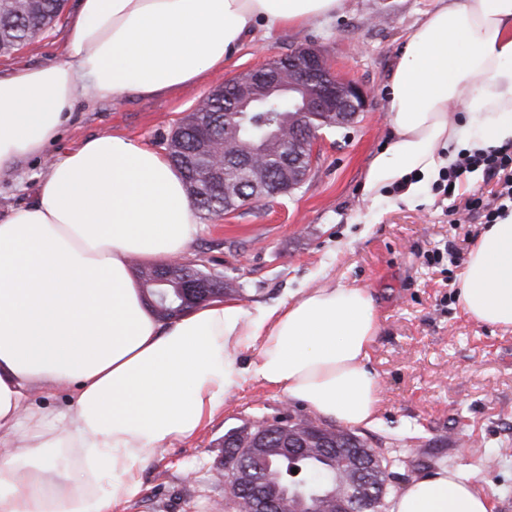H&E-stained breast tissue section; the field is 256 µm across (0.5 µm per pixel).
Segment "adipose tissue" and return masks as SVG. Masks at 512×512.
Returning <instances> with one entry per match:
<instances>
[{
	"instance_id": "adipose-tissue-1",
	"label": "adipose tissue",
	"mask_w": 512,
	"mask_h": 512,
	"mask_svg": "<svg viewBox=\"0 0 512 512\" xmlns=\"http://www.w3.org/2000/svg\"><path fill=\"white\" fill-rule=\"evenodd\" d=\"M341 0H78L63 56L0 74V180L54 143L77 109L165 96L223 68L244 38L331 16ZM391 135L365 199L417 198L460 149L512 143V0H437L407 36L390 81ZM199 213L168 157L119 135L54 158L32 203L0 219V512H114L161 449L211 423L255 380L351 426L378 419L367 362L379 331L371 291L304 288L244 308L216 298L163 321L131 260L183 256ZM457 300L512 330V216L471 245ZM254 351L242 366L238 356ZM76 391L65 406L30 394ZM390 512H492L475 476L441 468Z\"/></svg>"
}]
</instances>
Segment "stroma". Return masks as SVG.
I'll return each instance as SVG.
<instances>
[{"label": "stroma", "mask_w": 512, "mask_h": 512, "mask_svg": "<svg viewBox=\"0 0 512 512\" xmlns=\"http://www.w3.org/2000/svg\"><path fill=\"white\" fill-rule=\"evenodd\" d=\"M434 0H343L336 14L298 29L256 31L223 70L163 97L102 102L65 125L44 156L19 161L14 180L0 183V215L32 201L50 159L95 135H123L157 150L181 119L224 80L312 47L342 77L368 93L354 123L327 129L312 172L299 189L217 217L200 218L201 231L184 259L240 286L244 306L275 304L302 288H369L380 330L369 364L382 390L379 420L360 434L389 460V497L440 467L475 471L492 512H512V331L476 324L456 299L462 266L427 265L435 249L468 252L481 229L478 217L449 223L437 197L396 199L377 214L363 197L370 161L391 133L387 95L408 33ZM67 24L36 37L0 68L61 57ZM288 413L310 418L306 404L251 381L233 391L213 421L194 438L161 450L140 473L138 497L118 512H216L224 485V434ZM486 448L467 454L463 441Z\"/></svg>", "instance_id": "35a3bbf8"}]
</instances>
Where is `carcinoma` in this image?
Returning <instances> with one entry per match:
<instances>
[{
	"mask_svg": "<svg viewBox=\"0 0 512 512\" xmlns=\"http://www.w3.org/2000/svg\"><path fill=\"white\" fill-rule=\"evenodd\" d=\"M66 0H0V46L9 56L22 45L52 29L61 20ZM234 88L226 86L218 93L202 99L191 114L181 120L173 132L174 153L169 155L180 171L184 184H196L193 193L199 213L205 217L218 216L228 210L224 199L206 184L199 171L200 128H205L208 146L230 148L238 129L251 136H260L263 119L274 120L280 113L274 105L262 112H240L236 109ZM278 133L261 144L266 177L281 176V166L288 156L302 155V144L288 137V128L298 122V113H282ZM169 300L186 312L196 304H183L181 283L173 281L164 288ZM366 441L341 425L319 428L306 419H276L269 429V438L256 455L246 460L250 476L261 481L281 500V512H295V500L285 494V481L292 469L302 472L326 491L347 487L353 477L348 462V449L363 446Z\"/></svg>",
	"mask_w": 512,
	"mask_h": 512,
	"instance_id": "obj_1",
	"label": "carcinoma"
}]
</instances>
